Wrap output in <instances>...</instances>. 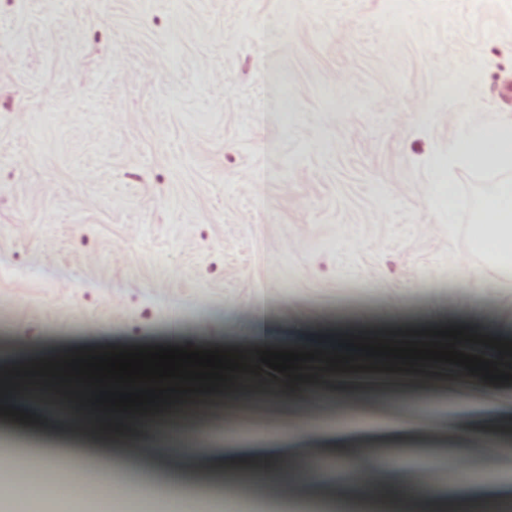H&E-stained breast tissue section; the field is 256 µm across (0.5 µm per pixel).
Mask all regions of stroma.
Masks as SVG:
<instances>
[{
  "instance_id": "stroma-1",
  "label": "stroma",
  "mask_w": 512,
  "mask_h": 512,
  "mask_svg": "<svg viewBox=\"0 0 512 512\" xmlns=\"http://www.w3.org/2000/svg\"><path fill=\"white\" fill-rule=\"evenodd\" d=\"M512 0H0V353L312 350L355 332L466 329L512 340V288L472 248L512 169L461 164L462 136L512 117ZM260 367L188 436L241 445L265 421L289 459L404 448L403 488L439 467L512 485V457L443 421L486 407L466 368L367 371L318 399ZM353 415L346 446L325 428ZM414 420L401 435L383 423ZM306 433H297L299 423ZM43 413L5 448L80 437ZM200 503L254 512L240 469L189 464ZM273 487L263 505L335 506L348 487Z\"/></svg>"
}]
</instances>
